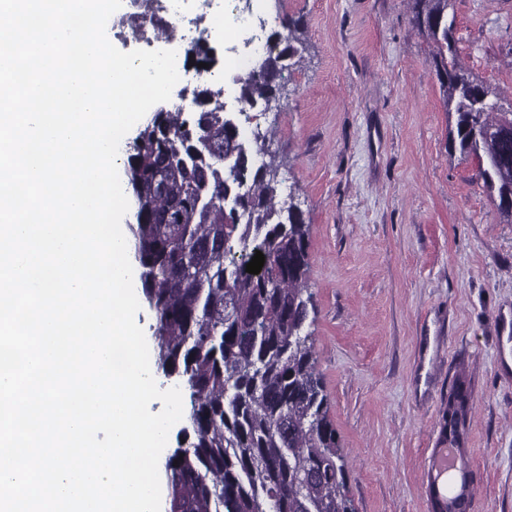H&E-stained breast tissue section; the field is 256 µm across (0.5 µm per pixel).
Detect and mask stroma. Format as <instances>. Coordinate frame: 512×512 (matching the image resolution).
<instances>
[{"label":"stroma","mask_w":512,"mask_h":512,"mask_svg":"<svg viewBox=\"0 0 512 512\" xmlns=\"http://www.w3.org/2000/svg\"><path fill=\"white\" fill-rule=\"evenodd\" d=\"M301 19L280 110L225 112L273 130L281 196L309 236L307 329L354 512H431L445 411L468 403V512H512V222L452 123L409 0H261ZM457 59L512 104V0H455Z\"/></svg>","instance_id":"1"}]
</instances>
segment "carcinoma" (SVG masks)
I'll return each instance as SVG.
<instances>
[{"label": "carcinoma", "mask_w": 512, "mask_h": 512, "mask_svg": "<svg viewBox=\"0 0 512 512\" xmlns=\"http://www.w3.org/2000/svg\"><path fill=\"white\" fill-rule=\"evenodd\" d=\"M411 23L435 46L446 112L461 153L490 196L512 194V110L459 65L453 0H410ZM273 46L238 78L243 107L282 94L303 31L282 19ZM220 92L202 79L192 105L158 112L128 156L126 176L142 295L155 312V366L190 391L187 446L165 461V512H353L344 460L306 331L309 225L278 200L273 130L240 138ZM269 155L254 166L252 153ZM257 274L246 272L256 252ZM468 394L446 423L460 440ZM448 495L430 475L433 512L468 495L466 467Z\"/></svg>", "instance_id": "1"}]
</instances>
